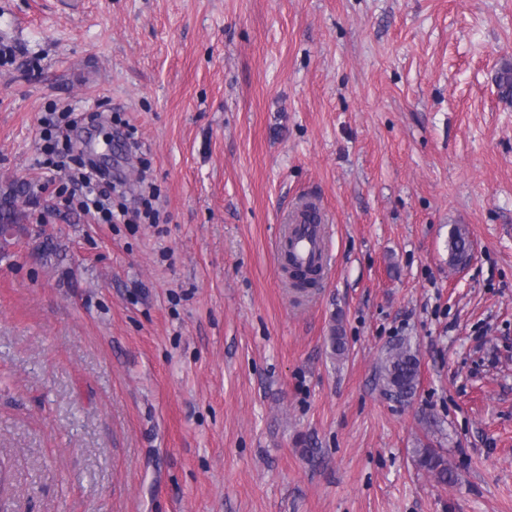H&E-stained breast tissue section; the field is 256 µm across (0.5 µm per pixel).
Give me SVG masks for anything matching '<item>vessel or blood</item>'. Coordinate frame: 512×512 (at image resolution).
I'll return each instance as SVG.
<instances>
[{
    "label": "vessel or blood",
    "mask_w": 512,
    "mask_h": 512,
    "mask_svg": "<svg viewBox=\"0 0 512 512\" xmlns=\"http://www.w3.org/2000/svg\"><path fill=\"white\" fill-rule=\"evenodd\" d=\"M327 222L328 217L322 209L309 208L307 200H299L283 213L276 246L290 248L300 263L329 267L325 245Z\"/></svg>",
    "instance_id": "obj_1"
}]
</instances>
